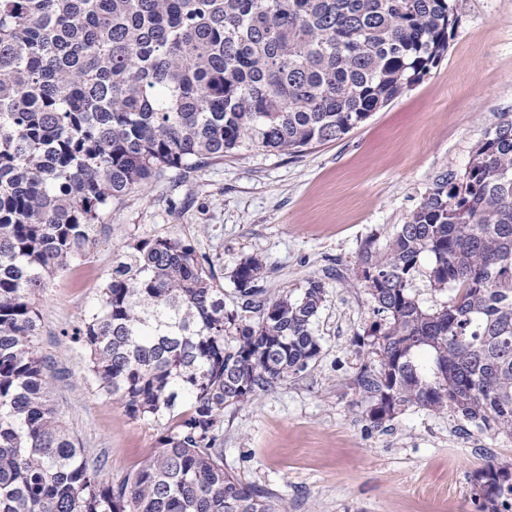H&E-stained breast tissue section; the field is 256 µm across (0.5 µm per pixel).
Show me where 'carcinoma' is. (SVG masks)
<instances>
[{
  "instance_id": "carcinoma-1",
  "label": "carcinoma",
  "mask_w": 512,
  "mask_h": 512,
  "mask_svg": "<svg viewBox=\"0 0 512 512\" xmlns=\"http://www.w3.org/2000/svg\"><path fill=\"white\" fill-rule=\"evenodd\" d=\"M456 22L454 0H0V512H286L224 469L214 430L319 355L322 282L269 296L250 257L227 311L194 245H123L72 336L103 394L165 432L115 484L53 399L37 297L112 202L243 149L343 138L430 73ZM425 259L455 292L431 310L410 288ZM358 269L384 314L356 340L377 357L357 376L368 421L415 405L512 439L511 113ZM471 482L479 512H512V465Z\"/></svg>"
}]
</instances>
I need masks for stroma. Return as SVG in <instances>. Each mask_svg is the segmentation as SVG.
<instances>
[{
  "instance_id": "1",
  "label": "stroma",
  "mask_w": 512,
  "mask_h": 512,
  "mask_svg": "<svg viewBox=\"0 0 512 512\" xmlns=\"http://www.w3.org/2000/svg\"><path fill=\"white\" fill-rule=\"evenodd\" d=\"M440 63L340 140L301 155L254 149L190 173L175 170L113 202L88 260L55 277L37 301L39 343L66 372L55 398L87 455L116 482L160 448L163 426L106 397L72 337L98 307L117 250L148 237L195 244L224 288L244 258L266 263L267 294L325 285L308 367L231 406L216 432L224 467L282 498L288 512H476L471 475L512 464V439L406 408L375 427L356 378L374 362L355 343L380 316L360 278L368 238L385 245L440 171L464 170L501 113H512V0H457Z\"/></svg>"
}]
</instances>
